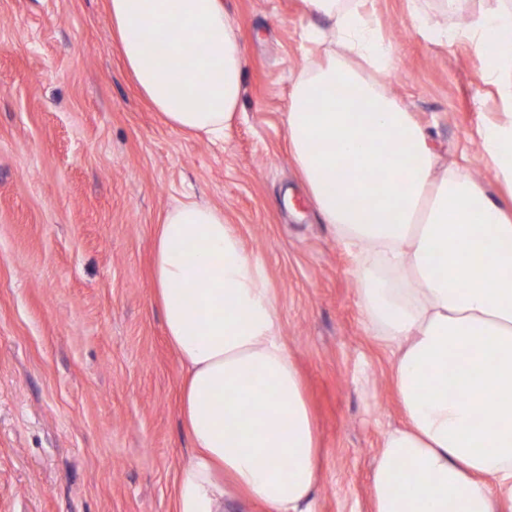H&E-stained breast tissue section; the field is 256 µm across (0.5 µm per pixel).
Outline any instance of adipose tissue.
<instances>
[{
	"label": "adipose tissue",
	"mask_w": 512,
	"mask_h": 512,
	"mask_svg": "<svg viewBox=\"0 0 512 512\" xmlns=\"http://www.w3.org/2000/svg\"><path fill=\"white\" fill-rule=\"evenodd\" d=\"M364 0H305L324 26V62L297 76L290 152L322 223L351 249L361 303L395 346L405 422L372 472L374 512H512V215L466 167L439 168L426 133L379 81L393 49ZM137 88L173 128L223 139L243 92V54L224 0H106ZM512 8L467 30L497 85L505 120L480 131L512 187ZM199 38L207 53L188 56ZM340 96L327 98L329 89ZM154 285L183 371L192 451L175 479L176 512H224L226 488L267 512H310L321 450L262 263L223 209L193 199L163 218ZM456 378H449V366Z\"/></svg>",
	"instance_id": "ef3b65f1"
}]
</instances>
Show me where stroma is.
<instances>
[{
    "label": "stroma",
    "instance_id": "obj_1",
    "mask_svg": "<svg viewBox=\"0 0 512 512\" xmlns=\"http://www.w3.org/2000/svg\"><path fill=\"white\" fill-rule=\"evenodd\" d=\"M244 52L223 142L167 125L112 38L105 0H0V512H175L190 452L181 370L152 285L159 224L185 193L222 208L263 263L323 451L311 512H372V468L403 416L393 356L360 303L354 252L320 222L288 149L296 75L326 48L301 0H224ZM498 0H461L476 23ZM394 49L384 82L439 166L504 198L480 129L496 86L458 12L366 0ZM428 18L412 24V12Z\"/></svg>",
    "mask_w": 512,
    "mask_h": 512
}]
</instances>
